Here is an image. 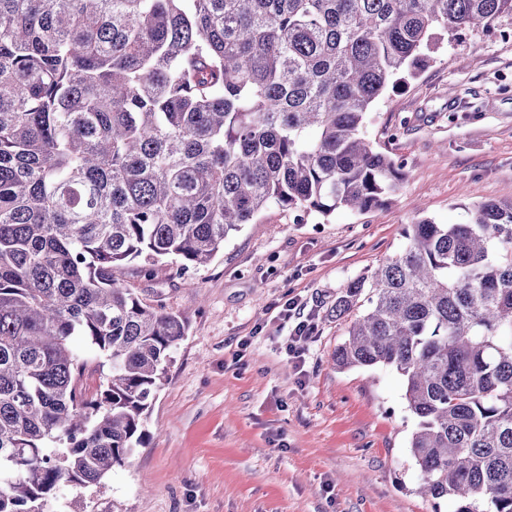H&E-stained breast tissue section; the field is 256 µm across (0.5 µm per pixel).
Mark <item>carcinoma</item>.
I'll return each mask as SVG.
<instances>
[{
    "instance_id": "1",
    "label": "carcinoma",
    "mask_w": 512,
    "mask_h": 512,
    "mask_svg": "<svg viewBox=\"0 0 512 512\" xmlns=\"http://www.w3.org/2000/svg\"><path fill=\"white\" fill-rule=\"evenodd\" d=\"M512 0H0V512L99 487L144 444L189 324L127 288L207 264L270 204L388 205L404 163L364 135L441 29ZM336 300L339 370L386 366L420 491L512 512V200L425 217ZM109 374L91 391L79 343Z\"/></svg>"
}]
</instances>
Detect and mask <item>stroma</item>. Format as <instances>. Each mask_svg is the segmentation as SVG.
<instances>
[{
    "instance_id": "stroma-1",
    "label": "stroma",
    "mask_w": 512,
    "mask_h": 512,
    "mask_svg": "<svg viewBox=\"0 0 512 512\" xmlns=\"http://www.w3.org/2000/svg\"><path fill=\"white\" fill-rule=\"evenodd\" d=\"M364 133L410 173L384 209L272 205L205 266L123 271L189 329L144 445L101 488L62 486L50 512H454L415 491L403 376L334 367L350 322L336 299L421 217L462 224L478 203L512 200V40L495 29L442 41L429 67L374 102ZM292 297L315 325L300 368L280 311Z\"/></svg>"
}]
</instances>
